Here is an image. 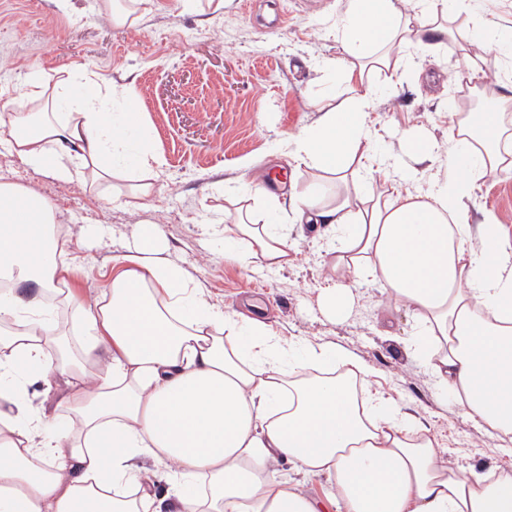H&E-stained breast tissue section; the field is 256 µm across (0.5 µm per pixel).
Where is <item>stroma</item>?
<instances>
[{
	"label": "stroma",
	"mask_w": 512,
	"mask_h": 512,
	"mask_svg": "<svg viewBox=\"0 0 512 512\" xmlns=\"http://www.w3.org/2000/svg\"><path fill=\"white\" fill-rule=\"evenodd\" d=\"M126 8L132 20L117 26L100 0H0V105L20 104L29 82L53 87L65 70L128 85L137 109L132 144L152 147L161 162L150 195L140 197L136 170L108 181L62 182L0 144V181L50 199L65 226L62 288L84 300L101 295L112 280V256L155 234L211 303L287 338L336 343L373 368V390L404 397L408 412L438 437L448 466L512 464V447H498L465 417L407 350L414 318L379 283H356L342 322H329L318 306L332 241L295 219V199L311 174L289 144L345 104L347 74L360 64L335 37L340 0H227L218 10L206 0H128ZM448 25L453 35L441 45L409 48L396 68L367 69L379 91L367 116L377 152L399 151V132L411 126L448 151L450 98L478 104L455 81L466 70L460 35L468 20L461 15ZM126 102L114 103V111ZM273 171L282 177L272 184ZM273 194L293 246L291 264L275 270L258 254L228 258L226 249L240 244L239 216L267 214ZM487 211L512 241V171L480 181L474 220Z\"/></svg>",
	"instance_id": "obj_1"
}]
</instances>
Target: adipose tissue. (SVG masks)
Masks as SVG:
<instances>
[{
    "instance_id": "adipose-tissue-1",
    "label": "adipose tissue",
    "mask_w": 512,
    "mask_h": 512,
    "mask_svg": "<svg viewBox=\"0 0 512 512\" xmlns=\"http://www.w3.org/2000/svg\"><path fill=\"white\" fill-rule=\"evenodd\" d=\"M447 37V23L415 0H345L341 43L355 55L380 49L391 58ZM347 91L349 108L324 113L292 142L298 164L333 175L338 187L335 200L303 195L296 209L299 223L324 225L336 242L319 305L340 320L357 279L381 282L413 313L409 350L464 416L507 447L512 251L493 216L476 224L471 213L480 180L501 166L505 98L494 91L492 108H451L454 146L444 156L420 128L401 131L418 176L429 161L445 168L414 194L368 148L376 89L352 72ZM126 96V87L69 72L49 93L31 84L32 100L70 97L76 111L61 118L2 106L0 141L61 181L120 176L107 156L120 141L111 104ZM354 169L383 176L377 200L349 181ZM55 222L49 200L0 182V275L13 284L0 294V512H512V468L444 464L437 437L402 401L358 400L357 381L374 371L346 348L288 339L221 310L154 241L113 257L103 298L63 296L85 320L81 354L52 365L57 324L16 287L55 289L65 270ZM237 230L268 267H287V232L249 219ZM232 326L238 336L223 339ZM54 372L67 391L54 408H33L25 385ZM282 461L330 492L314 497L281 480ZM151 465L171 484V501L145 486Z\"/></svg>"
}]
</instances>
